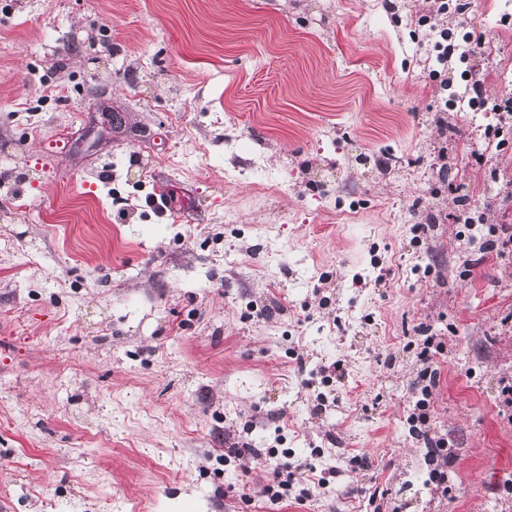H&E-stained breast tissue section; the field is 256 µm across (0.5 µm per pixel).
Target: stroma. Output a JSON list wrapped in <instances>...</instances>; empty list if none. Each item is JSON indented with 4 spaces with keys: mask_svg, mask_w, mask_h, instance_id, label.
<instances>
[{
    "mask_svg": "<svg viewBox=\"0 0 512 512\" xmlns=\"http://www.w3.org/2000/svg\"><path fill=\"white\" fill-rule=\"evenodd\" d=\"M470 1L0 0V512H512V144L447 105L512 92V0ZM270 448L336 476L271 502ZM438 370L431 369V366L427 365L426 368L421 373V394L424 397L423 399L418 400L416 403V407L421 413L418 415L417 422L425 423L428 418V398L431 395V387L436 383L438 377ZM427 383V384H424Z\"/></svg>",
    "mask_w": 512,
    "mask_h": 512,
    "instance_id": "35a3bbf8",
    "label": "stroma"
}]
</instances>
